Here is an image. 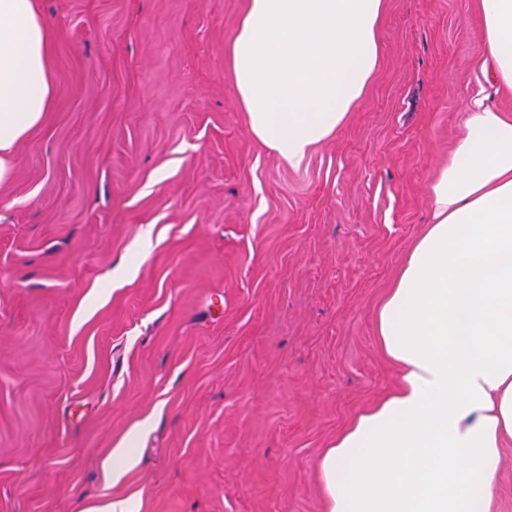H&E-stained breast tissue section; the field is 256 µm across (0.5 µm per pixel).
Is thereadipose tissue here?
I'll list each match as a JSON object with an SVG mask.
<instances>
[{
	"instance_id": "adipose-tissue-1",
	"label": "adipose tissue",
	"mask_w": 512,
	"mask_h": 512,
	"mask_svg": "<svg viewBox=\"0 0 512 512\" xmlns=\"http://www.w3.org/2000/svg\"><path fill=\"white\" fill-rule=\"evenodd\" d=\"M512 93V0H476ZM386 0H249L228 51L253 137L301 163L363 102ZM36 0H0V182L54 100ZM433 222L375 314L399 387L322 456L325 512H489L512 439V114L475 100L429 185Z\"/></svg>"
}]
</instances>
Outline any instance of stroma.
<instances>
[{
	"mask_svg": "<svg viewBox=\"0 0 512 512\" xmlns=\"http://www.w3.org/2000/svg\"><path fill=\"white\" fill-rule=\"evenodd\" d=\"M247 5L37 0L55 94L0 183V512H324L322 453L397 384L375 310L466 103L512 113L475 0H386L364 103L297 166L227 76Z\"/></svg>",
	"mask_w": 512,
	"mask_h": 512,
	"instance_id": "stroma-1",
	"label": "stroma"
}]
</instances>
